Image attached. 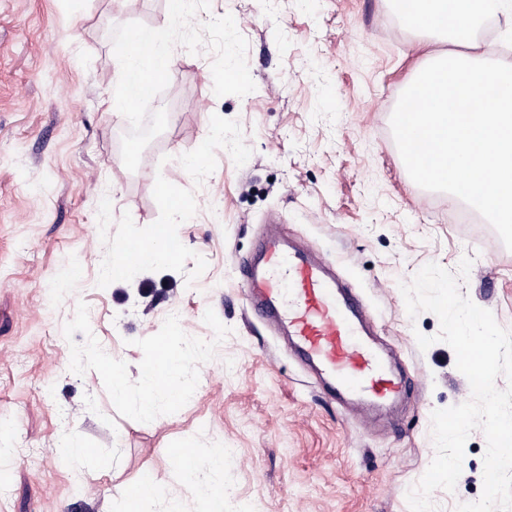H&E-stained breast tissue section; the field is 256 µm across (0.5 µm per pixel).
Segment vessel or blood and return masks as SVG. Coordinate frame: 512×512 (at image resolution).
Listing matches in <instances>:
<instances>
[{
  "mask_svg": "<svg viewBox=\"0 0 512 512\" xmlns=\"http://www.w3.org/2000/svg\"><path fill=\"white\" fill-rule=\"evenodd\" d=\"M239 275L253 315L287 335L299 361L317 371L330 396L365 416L408 391L373 340L360 295L324 260L287 245L279 224H269Z\"/></svg>",
  "mask_w": 512,
  "mask_h": 512,
  "instance_id": "obj_1",
  "label": "vessel or blood"
}]
</instances>
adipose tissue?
I'll use <instances>...</instances> for the list:
<instances>
[{
    "label": "adipose tissue",
    "mask_w": 512,
    "mask_h": 512,
    "mask_svg": "<svg viewBox=\"0 0 512 512\" xmlns=\"http://www.w3.org/2000/svg\"><path fill=\"white\" fill-rule=\"evenodd\" d=\"M402 18L408 27L447 34L450 44L469 48L473 32L485 17L512 20V0H399ZM179 328H171L156 347L153 362L141 365L137 372L116 363L111 356L84 352L82 361L93 364L112 383L115 399H133L145 419H153L161 406L185 399L189 386L184 377L188 363H205L209 348L201 347L193 358H186L177 347ZM173 470L182 478L187 493L203 496L207 512H224V451L210 448L193 453L183 461L182 451L170 449Z\"/></svg>",
    "instance_id": "ef3b65f1"
}]
</instances>
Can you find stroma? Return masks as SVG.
Returning a JSON list of instances; mask_svg holds the SVG:
<instances>
[{"mask_svg": "<svg viewBox=\"0 0 512 512\" xmlns=\"http://www.w3.org/2000/svg\"><path fill=\"white\" fill-rule=\"evenodd\" d=\"M227 14L255 91L216 96L213 53L175 46L167 127L132 172L112 30L164 28L168 0H0V424L14 448L0 512H113L110 490L146 473L163 491L155 512H204L171 468L188 442L228 448L224 512H409L435 456L432 412L471 392L449 345L419 349L440 323L409 316L400 283L471 257L461 294L512 331V251L486 220L451 222L459 205L411 179L391 130L412 70L447 40L405 27L394 0H210L194 22ZM163 185L188 191L180 216ZM272 216L352 284L415 379L390 423L348 413L249 312L237 262ZM159 228L180 263L101 286L112 239ZM174 323L185 353L215 347L188 372L195 395L154 421L70 363L93 342L137 367ZM70 432L96 451L78 473L57 454ZM485 446L474 431L455 491L431 495L438 512L480 497Z\"/></svg>", "mask_w": 512, "mask_h": 512, "instance_id": "obj_1", "label": "stroma"}]
</instances>
